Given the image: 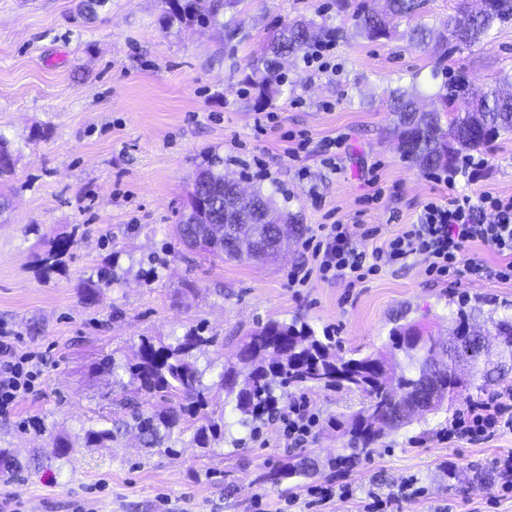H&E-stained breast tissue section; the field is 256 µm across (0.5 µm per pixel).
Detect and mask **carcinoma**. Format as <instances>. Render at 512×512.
<instances>
[{
	"label": "carcinoma",
	"mask_w": 512,
	"mask_h": 512,
	"mask_svg": "<svg viewBox=\"0 0 512 512\" xmlns=\"http://www.w3.org/2000/svg\"><path fill=\"white\" fill-rule=\"evenodd\" d=\"M239 0H193L191 11L177 14L167 11V25L220 27L224 38L232 42L241 33V23L224 13L236 8ZM419 0H366L353 12L358 34L376 41L392 35L387 18L411 21L418 14ZM512 19V0H468L458 13L438 31L424 24L410 30L417 47L428 46L442 58L448 57V41L470 46L488 34L496 23ZM337 30L313 19H298L280 26L266 52L250 61L249 83L258 99L269 103L283 93L285 77L279 72L281 60L304 51ZM434 98L440 107L426 112L419 106V90L396 89L390 95V109L396 117L398 144L402 155L423 171H450L461 155L478 150L502 133L512 132V97L499 90L473 88L465 82L445 83ZM19 154L11 140L0 132V184L12 177ZM191 196L210 203L213 223L224 222L220 203L233 204L234 186L225 180L224 158L212 155L195 176ZM247 223L224 227V250L211 255L228 261H258L277 254L288 240L299 235L296 216L282 210L272 196L261 189L252 190ZM71 239H55L44 258L52 268ZM117 282L113 267L101 268L97 281L82 288L86 299ZM474 312L459 310L454 328L464 343L459 354H448L439 336H423L414 323L394 326L388 336V351L345 358L336 354V340L327 331L319 335L297 318L289 322L271 320L258 326L240 341L236 361L226 363L216 379L206 384L198 356L215 344V337L204 335L200 326H190L167 341L151 336L140 338L137 350L125 360L106 355L99 371L112 376L113 384L123 391L122 412L102 426L83 429L85 448H107L131 432L138 433V447L175 452L183 433L194 429L191 442L199 448H211L224 440L231 427L257 430L256 422L277 408L280 398L290 390L314 386L334 388L357 394L361 406L343 420H333V428L348 437L354 455L373 447L388 431L412 424L410 408L416 397L431 384L439 386V399L429 409L438 412L445 401H453L460 391L471 386V379L457 373V362L470 364L472 371L491 382L505 373L512 362V319L492 322L498 361L490 364L480 331L474 325ZM407 359L401 366L397 355ZM176 405L147 409L146 398ZM49 454L56 460L67 457L73 444L54 437ZM314 473V462L301 458L286 460L262 475V480L279 486Z\"/></svg>",
	"instance_id": "obj_1"
}]
</instances>
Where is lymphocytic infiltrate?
Returning a JSON list of instances; mask_svg holds the SVG:
<instances>
[{
    "label": "lymphocytic infiltrate",
    "instance_id": "f902f5d3",
    "mask_svg": "<svg viewBox=\"0 0 512 512\" xmlns=\"http://www.w3.org/2000/svg\"><path fill=\"white\" fill-rule=\"evenodd\" d=\"M444 183L449 189L447 201L424 204L416 222L372 253L352 243L342 221L318 225L312 248L314 267L308 270L300 266L292 271L291 286L305 285L314 271L325 278H346L360 273L366 260L381 266L415 254L426 257L430 274L453 285L467 278L512 282V196L462 194L456 192V181L451 176ZM475 242L491 248L499 256V263L491 267L465 258L467 247ZM18 344V334L0 329V416L4 417L34 392L43 372L42 360L20 352ZM279 419V441L285 447L303 448L313 440L318 419L304 404H288L280 410ZM507 432L512 433V388L466 401L449 420L441 439L448 444L463 438L484 442Z\"/></svg>",
    "mask_w": 512,
    "mask_h": 512
}]
</instances>
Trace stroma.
Listing matches in <instances>:
<instances>
[{"label": "stroma", "instance_id": "1", "mask_svg": "<svg viewBox=\"0 0 512 512\" xmlns=\"http://www.w3.org/2000/svg\"><path fill=\"white\" fill-rule=\"evenodd\" d=\"M78 2L0 0V131L20 152L10 182L0 185L11 200L0 214V324L47 356L35 392L0 417V448L22 463L0 469V495L18 496L22 512H77L81 503L93 512H359L368 491L388 493L412 479L423 494L394 502L392 512H512V497H499L493 478L512 433L451 448L439 439L450 418L442 412L354 458L329 425L358 407L339 390L292 391L320 418L315 440L292 452L279 447L269 417L239 450L227 443L207 453L185 439L169 454L126 440L31 464L51 437L76 438L112 416L121 391L98 363L131 354L143 336L203 325L218 342L199 363L217 371L234 359L239 336L271 319L327 330L348 357L385 351L398 322L448 335L458 309L477 303L482 318H512V283H436L419 254L362 282L315 276L301 288L288 284L304 259V238L332 216L369 252L414 222L425 201L447 198L434 174L401 155L390 93L418 84L427 107L448 78L512 93V21L449 52L442 72L410 42L407 23L371 42L334 0H239L244 35L230 43L219 29L166 26L162 0H106L92 19ZM301 17L338 28L336 69L310 72L291 57L281 69L287 90L257 105L247 64L277 27ZM292 132L309 140L302 157L288 152ZM339 135L348 150L331 168L325 144ZM214 153L226 173L297 214L302 236L286 256L237 263L186 253L174 226ZM480 154L484 165L474 180L457 177L458 190L512 195V134ZM365 224L378 227L375 238H362ZM55 236L71 243L47 272L43 241ZM111 263L119 282L83 300L81 285ZM290 453L315 459L314 475L296 485L263 482ZM477 471L490 473L485 487L470 486ZM315 485L333 488V497L310 501L306 490Z\"/></svg>", "mask_w": 512, "mask_h": 512}]
</instances>
